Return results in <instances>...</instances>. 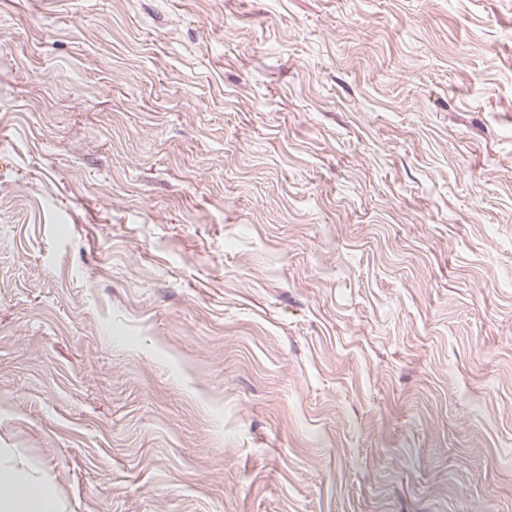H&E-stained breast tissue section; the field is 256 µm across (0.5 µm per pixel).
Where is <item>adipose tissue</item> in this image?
Masks as SVG:
<instances>
[{"mask_svg": "<svg viewBox=\"0 0 512 512\" xmlns=\"http://www.w3.org/2000/svg\"><path fill=\"white\" fill-rule=\"evenodd\" d=\"M55 485L15 449L0 448V512H64Z\"/></svg>", "mask_w": 512, "mask_h": 512, "instance_id": "1", "label": "adipose tissue"}]
</instances>
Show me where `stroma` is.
I'll list each match as a JSON object with an SVG mask.
<instances>
[{
	"label": "stroma",
	"instance_id": "35a3bbf8",
	"mask_svg": "<svg viewBox=\"0 0 512 512\" xmlns=\"http://www.w3.org/2000/svg\"><path fill=\"white\" fill-rule=\"evenodd\" d=\"M0 448L65 512H512V0H0Z\"/></svg>",
	"mask_w": 512,
	"mask_h": 512
}]
</instances>
